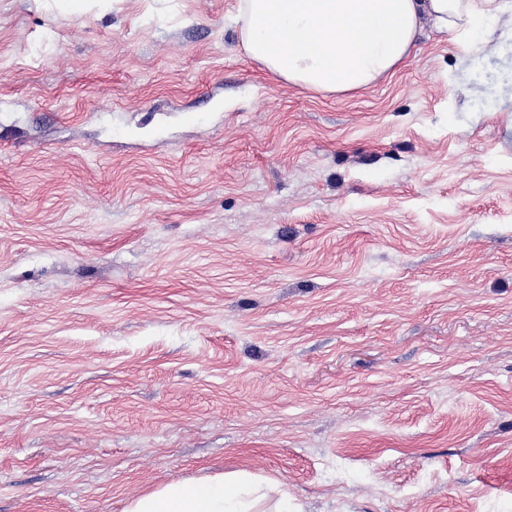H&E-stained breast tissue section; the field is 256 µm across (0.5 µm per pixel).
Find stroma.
Returning <instances> with one entry per match:
<instances>
[{
    "label": "stroma",
    "mask_w": 512,
    "mask_h": 512,
    "mask_svg": "<svg viewBox=\"0 0 512 512\" xmlns=\"http://www.w3.org/2000/svg\"><path fill=\"white\" fill-rule=\"evenodd\" d=\"M238 7L0 0V512H512V32L315 92ZM251 487L243 478L216 474L197 482L168 484L130 501L125 512H253Z\"/></svg>",
    "instance_id": "35a3bbf8"
}]
</instances>
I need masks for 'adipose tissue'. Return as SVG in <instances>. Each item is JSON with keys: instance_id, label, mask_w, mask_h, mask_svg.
I'll return each mask as SVG.
<instances>
[{"instance_id": "obj_1", "label": "adipose tissue", "mask_w": 512, "mask_h": 512, "mask_svg": "<svg viewBox=\"0 0 512 512\" xmlns=\"http://www.w3.org/2000/svg\"><path fill=\"white\" fill-rule=\"evenodd\" d=\"M512 18V0H240L246 53L269 72L321 92L366 88L410 55L424 22L479 49ZM254 488L216 474L172 483L126 512H253Z\"/></svg>"}]
</instances>
